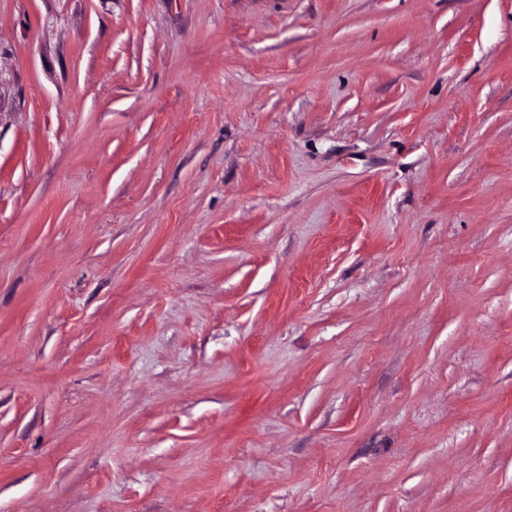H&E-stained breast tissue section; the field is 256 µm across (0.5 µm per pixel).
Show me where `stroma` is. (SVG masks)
<instances>
[{
    "instance_id": "35a3bbf8",
    "label": "stroma",
    "mask_w": 512,
    "mask_h": 512,
    "mask_svg": "<svg viewBox=\"0 0 512 512\" xmlns=\"http://www.w3.org/2000/svg\"><path fill=\"white\" fill-rule=\"evenodd\" d=\"M0 512H512V0H0Z\"/></svg>"
}]
</instances>
